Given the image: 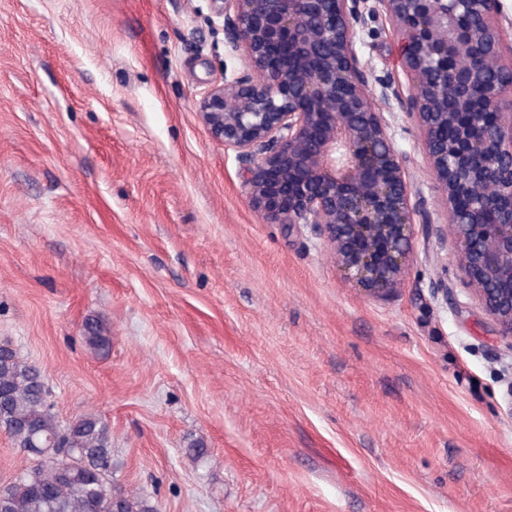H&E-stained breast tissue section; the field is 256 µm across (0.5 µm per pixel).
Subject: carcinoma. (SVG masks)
Listing matches in <instances>:
<instances>
[{
    "instance_id": "obj_1",
    "label": "carcinoma",
    "mask_w": 512,
    "mask_h": 512,
    "mask_svg": "<svg viewBox=\"0 0 512 512\" xmlns=\"http://www.w3.org/2000/svg\"><path fill=\"white\" fill-rule=\"evenodd\" d=\"M87 345L104 350L107 329L96 319L83 324ZM40 369L9 347L0 346V430L24 449L33 436L55 442L60 464L29 465V476L18 474L0 486L7 512H156L142 496L123 491L109 496L112 446L107 425L93 414L62 423L48 403L49 392L38 382Z\"/></svg>"
}]
</instances>
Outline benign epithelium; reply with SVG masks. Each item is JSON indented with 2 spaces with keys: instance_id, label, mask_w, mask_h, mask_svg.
Instances as JSON below:
<instances>
[{
  "instance_id": "7a95c632",
  "label": "benign epithelium",
  "mask_w": 512,
  "mask_h": 512,
  "mask_svg": "<svg viewBox=\"0 0 512 512\" xmlns=\"http://www.w3.org/2000/svg\"><path fill=\"white\" fill-rule=\"evenodd\" d=\"M369 0H224V34L247 71L215 83L197 111L234 149L267 224L311 228L344 278L373 295L403 285L417 223L383 109L419 127L471 296L512 341V43L502 0H377L403 36L411 86L369 89L359 48Z\"/></svg>"
}]
</instances>
